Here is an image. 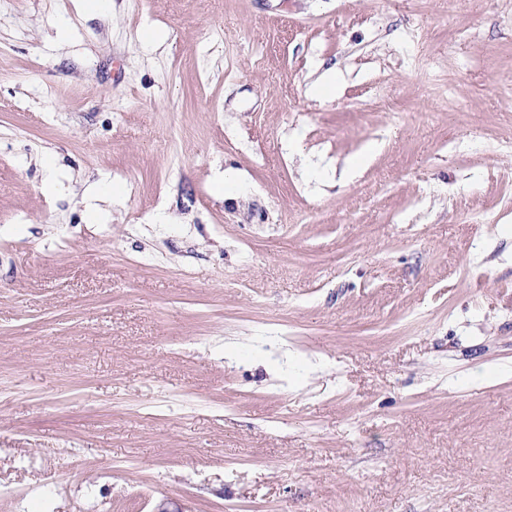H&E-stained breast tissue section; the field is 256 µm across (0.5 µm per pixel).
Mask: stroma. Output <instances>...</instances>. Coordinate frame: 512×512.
Listing matches in <instances>:
<instances>
[{"instance_id": "1", "label": "stroma", "mask_w": 512, "mask_h": 512, "mask_svg": "<svg viewBox=\"0 0 512 512\" xmlns=\"http://www.w3.org/2000/svg\"><path fill=\"white\" fill-rule=\"evenodd\" d=\"M0 512H512V0H0Z\"/></svg>"}]
</instances>
